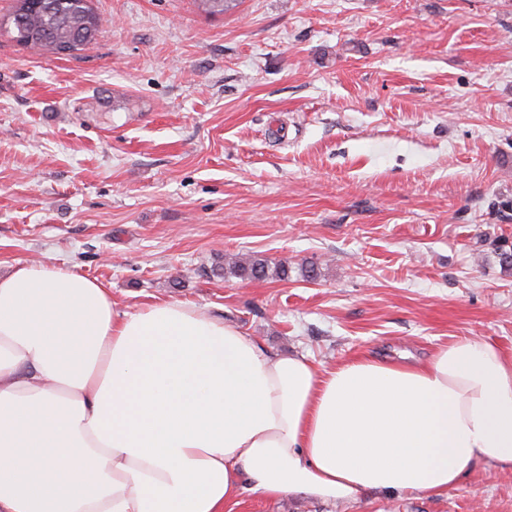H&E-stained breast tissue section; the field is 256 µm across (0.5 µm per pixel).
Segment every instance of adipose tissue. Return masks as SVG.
I'll use <instances>...</instances> for the list:
<instances>
[{"mask_svg": "<svg viewBox=\"0 0 512 512\" xmlns=\"http://www.w3.org/2000/svg\"><path fill=\"white\" fill-rule=\"evenodd\" d=\"M512 470V355L322 369L182 302L129 311L49 261L0 275V512H232L243 483L345 503Z\"/></svg>", "mask_w": 512, "mask_h": 512, "instance_id": "obj_1", "label": "adipose tissue"}]
</instances>
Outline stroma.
I'll list each match as a JSON object with an SVG mask.
<instances>
[{
  "label": "stroma",
  "instance_id": "1",
  "mask_svg": "<svg viewBox=\"0 0 512 512\" xmlns=\"http://www.w3.org/2000/svg\"><path fill=\"white\" fill-rule=\"evenodd\" d=\"M91 5L69 55L0 33L1 274L62 264L328 369L512 354V0ZM237 255L288 274H224ZM234 512H512V471L336 506L247 487Z\"/></svg>",
  "mask_w": 512,
  "mask_h": 512
}]
</instances>
